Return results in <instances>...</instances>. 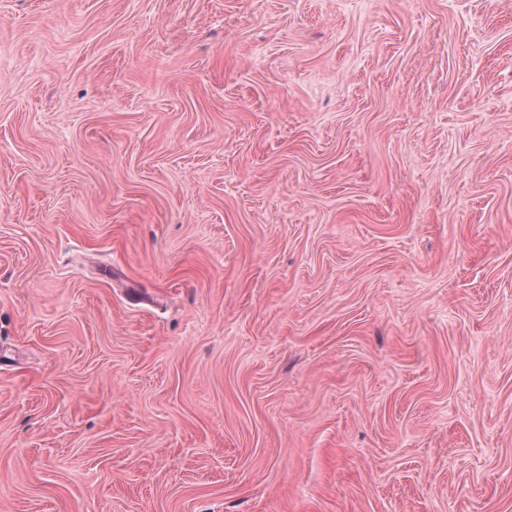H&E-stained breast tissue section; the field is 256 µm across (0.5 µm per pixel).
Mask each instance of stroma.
Segmentation results:
<instances>
[{"mask_svg": "<svg viewBox=\"0 0 512 512\" xmlns=\"http://www.w3.org/2000/svg\"><path fill=\"white\" fill-rule=\"evenodd\" d=\"M0 512H512V0H0Z\"/></svg>", "mask_w": 512, "mask_h": 512, "instance_id": "1", "label": "stroma"}]
</instances>
